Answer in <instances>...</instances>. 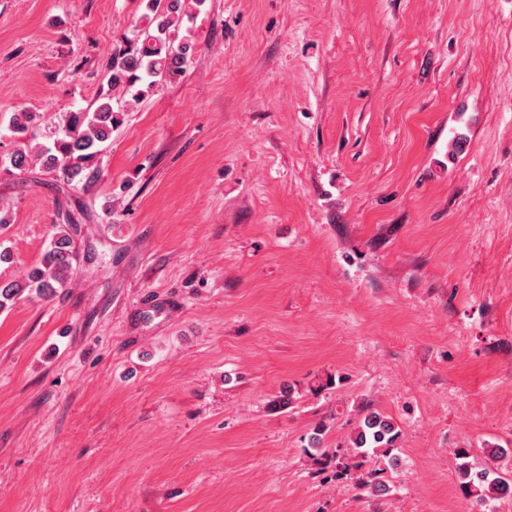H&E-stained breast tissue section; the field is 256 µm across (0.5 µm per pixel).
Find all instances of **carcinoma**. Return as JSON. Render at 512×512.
I'll list each match as a JSON object with an SVG mask.
<instances>
[{
	"mask_svg": "<svg viewBox=\"0 0 512 512\" xmlns=\"http://www.w3.org/2000/svg\"><path fill=\"white\" fill-rule=\"evenodd\" d=\"M185 9L186 0H146L144 26L130 31V36L126 37L128 49L112 61L111 90L124 91L141 84L143 88L137 92L141 96L182 75L191 44L178 37L174 23ZM40 119L38 112H23L14 117L9 130L21 137ZM120 124L121 113L114 110L112 94L106 93L94 109L66 113L61 135L53 147L19 150L9 158V164L19 171L38 164L47 172L61 174L67 186L89 182L97 173L102 146L111 140L113 130ZM79 264L73 227L62 224L52 234L41 266L20 279L0 281V310L26 291L45 297L55 295L57 289L69 285ZM399 438L400 432L389 418L371 412L351 438V455L346 457L339 451L330 453L324 448H315L310 458L318 465L335 464L336 476L352 480L357 486L382 497L389 493V486L381 477L383 469H367L365 465L374 457L395 462L397 457L393 451ZM456 456L461 485L480 504L485 506L491 499L512 497V477L489 463L475 465L465 448L457 449Z\"/></svg>",
	"mask_w": 512,
	"mask_h": 512,
	"instance_id": "1",
	"label": "carcinoma"
}]
</instances>
